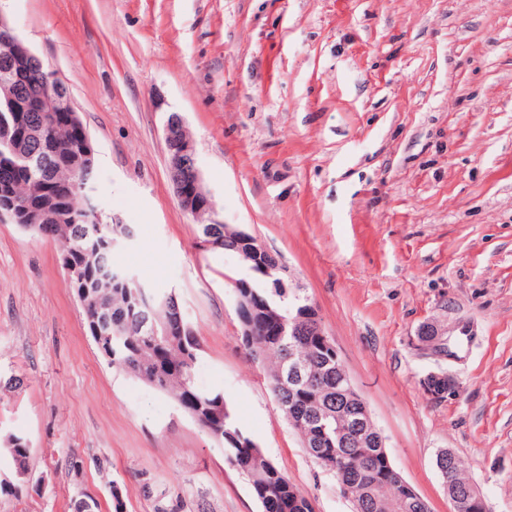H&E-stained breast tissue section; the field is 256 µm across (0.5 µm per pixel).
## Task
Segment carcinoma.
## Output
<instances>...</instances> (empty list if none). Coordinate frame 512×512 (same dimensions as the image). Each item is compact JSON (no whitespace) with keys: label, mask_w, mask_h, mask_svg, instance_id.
<instances>
[{"label":"carcinoma","mask_w":512,"mask_h":512,"mask_svg":"<svg viewBox=\"0 0 512 512\" xmlns=\"http://www.w3.org/2000/svg\"><path fill=\"white\" fill-rule=\"evenodd\" d=\"M50 72L41 61L23 68L0 54V84L21 77L16 80L17 104L0 87V169L8 171L0 181V201L18 200L52 216L44 224L21 228L60 243V259L76 272L69 280L71 288L87 293L82 309L88 333L109 365L166 395L206 432L223 450L225 462L247 477L262 512H314L311 500L238 426L224 392L197 387L201 343L175 295L161 294L140 280L128 286L112 282L118 271L112 264V240L134 234L133 229L104 220L99 235L90 239L87 225L74 222L94 210L77 181L92 180L95 158L86 157L82 142L67 128H43L39 105ZM209 216L206 212L197 218L203 241L237 255L248 251L243 230L212 222ZM247 265L255 270L238 279L240 340L250 359L265 370L277 408L290 419L305 413L312 399L325 401L318 427L305 421L294 425L308 456L333 475L352 512H429L426 503L411 495L387 449H379L374 457L366 448L336 451V382L341 373L336 371L334 352L308 322L297 336L276 329L278 321L286 327L301 315L311 316L312 305L288 294L285 265L270 252ZM154 325L166 328L167 335H152ZM0 446L11 455L17 476L25 477L28 440L10 433L0 438Z\"/></svg>","instance_id":"cac0c4a2"}]
</instances>
